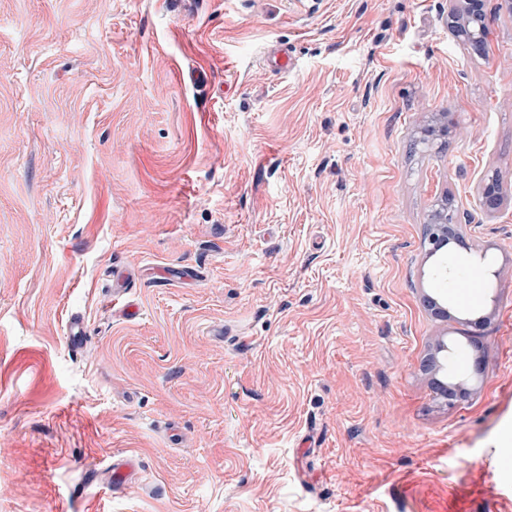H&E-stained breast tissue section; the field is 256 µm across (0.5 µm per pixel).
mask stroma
Here are the masks:
<instances>
[{
    "label": "stroma",
    "mask_w": 512,
    "mask_h": 512,
    "mask_svg": "<svg viewBox=\"0 0 512 512\" xmlns=\"http://www.w3.org/2000/svg\"><path fill=\"white\" fill-rule=\"evenodd\" d=\"M448 7L0 0V512H512V12L478 57ZM445 193L471 275L438 319ZM431 117L426 123L417 128L415 142L426 148H432L437 140H441V146L447 143L449 120L447 112L430 113ZM504 195L497 174H484L478 184V207L488 218L495 217L502 209ZM458 207L455 199L449 195L439 196L431 205L428 212L426 224L427 236L429 242L435 247L447 245L448 240L458 236V224L456 222L455 213ZM448 212L452 216V220H448ZM126 279V275L121 271H115L112 273V313L115 316L123 317V318H136L139 315V308L131 302H123L120 307L116 308L119 302H115L116 300L120 301L125 289L124 282ZM137 460L133 456L112 460V487L127 485L136 474Z\"/></svg>",
    "instance_id": "stroma-1"
}]
</instances>
